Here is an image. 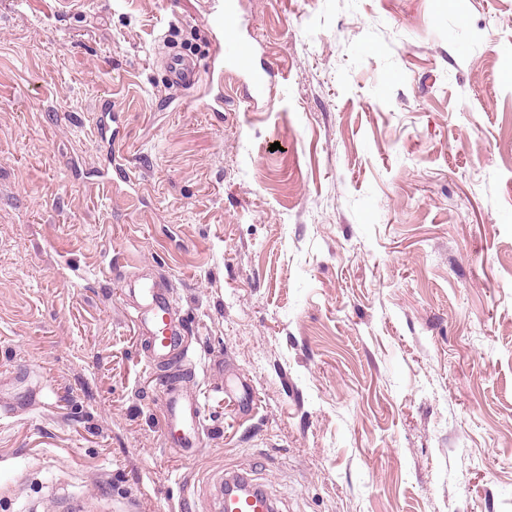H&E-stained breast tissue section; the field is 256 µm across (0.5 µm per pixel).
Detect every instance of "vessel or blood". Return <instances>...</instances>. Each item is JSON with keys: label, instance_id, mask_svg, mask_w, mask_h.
<instances>
[{"label": "vessel or blood", "instance_id": "obj_1", "mask_svg": "<svg viewBox=\"0 0 512 512\" xmlns=\"http://www.w3.org/2000/svg\"><path fill=\"white\" fill-rule=\"evenodd\" d=\"M211 27L215 38L222 43L224 54L213 70L216 73H234L250 100L265 98L276 79L274 74L258 71L254 66L255 51L244 39L240 23L224 16V0H210ZM161 63L171 86L180 87L196 77V64L190 56L179 50L167 49ZM175 312L168 297L167 288L159 283L144 285L137 318L140 323L154 325L152 356L163 359L171 356L178 346V333L173 328ZM169 428L176 432V443L185 446L191 434L202 423L198 400L180 390H167L162 394ZM274 505L266 493L250 497H228L224 500V512H273Z\"/></svg>", "mask_w": 512, "mask_h": 512}]
</instances>
